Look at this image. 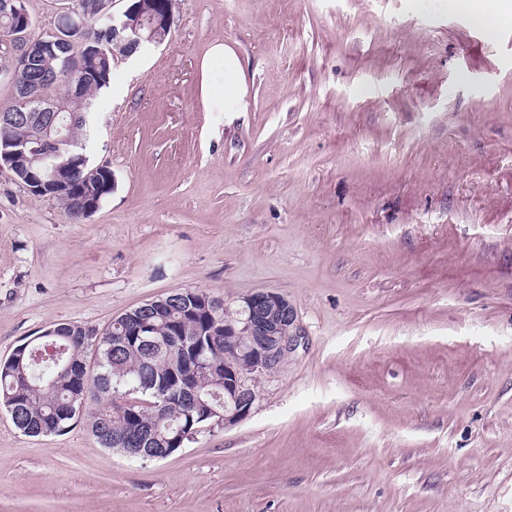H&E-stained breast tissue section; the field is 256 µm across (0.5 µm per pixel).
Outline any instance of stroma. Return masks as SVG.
<instances>
[{"mask_svg": "<svg viewBox=\"0 0 512 512\" xmlns=\"http://www.w3.org/2000/svg\"><path fill=\"white\" fill-rule=\"evenodd\" d=\"M224 43L243 109L204 101ZM99 209L0 168V360L175 290H273L302 334L173 455L28 437L0 512H512V20L451 0H178L91 108ZM454 3L467 8L476 25L490 37L495 36L502 19L510 12L504 2L497 0H454ZM111 192L112 171L108 169L102 172L100 182L97 185H93L92 188L80 182L75 176L67 185L57 188L46 187L42 196H50L52 193H55L52 197L61 205L67 217L73 222H79L83 219V211L86 218L96 211L95 207L85 209L86 206L98 202V207H100L102 201Z\"/></svg>", "mask_w": 512, "mask_h": 512, "instance_id": "stroma-1", "label": "stroma"}]
</instances>
